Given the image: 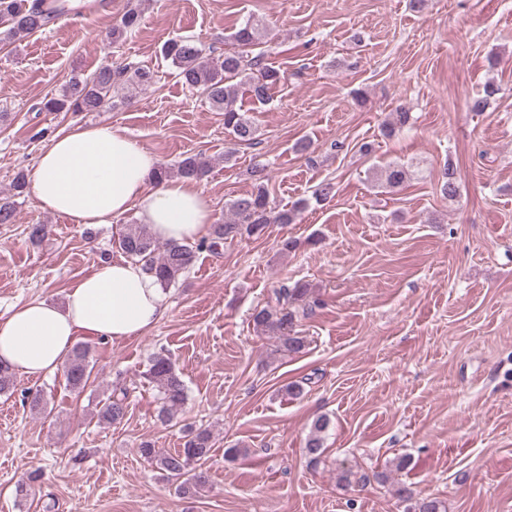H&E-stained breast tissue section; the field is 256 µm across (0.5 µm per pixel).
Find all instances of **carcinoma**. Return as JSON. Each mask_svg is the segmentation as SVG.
<instances>
[{
	"label": "carcinoma",
	"instance_id": "obj_1",
	"mask_svg": "<svg viewBox=\"0 0 512 512\" xmlns=\"http://www.w3.org/2000/svg\"><path fill=\"white\" fill-rule=\"evenodd\" d=\"M142 0H129L118 24L112 28V42L118 43L138 29L141 18ZM53 9L48 0H0V42L27 36L46 28L52 19ZM262 28L248 19L235 30L230 40L235 48L224 51L221 59L212 60L203 54L198 43L188 36L169 39L164 47V56L177 75L188 87L199 91L215 108L224 112V129L232 136L233 144H253L257 140L258 128L242 106L237 104L238 92L234 80H240L250 98L260 104L270 98L271 90L281 82L283 74L273 66L264 63V52L249 55L246 49L260 44ZM156 74L144 65H126L114 69L111 65L101 66L91 76L70 82L56 97L46 100L40 110L47 112H100L112 107V89L119 82L126 88L136 90L150 86ZM497 94L492 85L484 88L483 95L470 100L469 111L476 115L486 110L488 100ZM210 170V162L198 155L183 157L172 169L166 165L158 167L155 176L159 181L173 176L202 180ZM384 182L389 189H399L409 179L408 169L399 163L383 170ZM255 190L227 204L230 218L222 224L212 225L211 239L184 244H168L160 247L147 225L132 223L118 238L119 248L133 259L144 263L146 271L153 274L160 285L167 288L187 273L204 250L213 253L228 241L243 235L259 236L269 224H293L308 202L300 200L290 207L277 210L270 205L265 181L266 168L256 166L252 170ZM439 192L443 198L453 200L459 194L457 168L446 164L438 177ZM16 218V203L11 197L0 198V224H13ZM309 285L299 281H285L273 290L267 304L252 316L253 328L261 335L277 336L282 346L290 353H299L305 343L296 335L295 321L299 312L311 307ZM91 346L87 343L76 345L69 354L64 374L69 387L81 390L88 384ZM146 376L159 388L161 395L160 417L163 422L171 421L186 401L183 381L176 372L175 364L165 354L154 355ZM129 389L119 385L96 405L99 423L112 425L121 422L128 409ZM329 426L328 418H317L306 442V452L313 460L322 455L323 433ZM214 443L211 432L206 428L189 429L183 437L182 446L172 452L161 453L144 441L139 452L154 465L167 479L178 482V490L190 495L208 485L209 476L203 469L210 458Z\"/></svg>",
	"mask_w": 512,
	"mask_h": 512
}]
</instances>
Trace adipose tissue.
<instances>
[{
	"mask_svg": "<svg viewBox=\"0 0 512 512\" xmlns=\"http://www.w3.org/2000/svg\"><path fill=\"white\" fill-rule=\"evenodd\" d=\"M156 156L125 133L78 125L39 154L31 191L41 210L88 227L135 212L158 238L204 237L211 203L197 182L156 183ZM168 311L166 293L141 264L106 261L68 286L63 304L27 300L0 314V364L36 381L63 366L80 340L139 337Z\"/></svg>",
	"mask_w": 512,
	"mask_h": 512,
	"instance_id": "obj_1",
	"label": "adipose tissue"
}]
</instances>
